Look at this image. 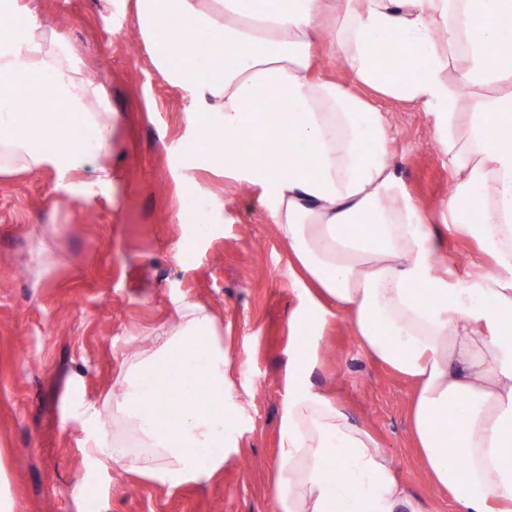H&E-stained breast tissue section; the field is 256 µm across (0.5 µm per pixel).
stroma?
<instances>
[{"instance_id": "35a3bbf8", "label": "stroma", "mask_w": 512, "mask_h": 512, "mask_svg": "<svg viewBox=\"0 0 512 512\" xmlns=\"http://www.w3.org/2000/svg\"><path fill=\"white\" fill-rule=\"evenodd\" d=\"M105 85L119 114L108 158L118 177L87 194L94 167L0 175V466L17 512H278L271 468L290 325L307 297L260 188L225 177L191 150L204 116L189 88L168 84L142 43L133 0H19ZM395 137L391 164L432 217L448 197V158L421 105L382 100ZM208 206L189 221L179 203ZM192 247L180 250L183 237ZM183 300L224 325L232 394L244 410L238 448L211 481L167 489L85 458L88 404L117 380L125 355L170 324ZM310 381L381 441L433 512H454L410 445V381L372 360L343 316L319 331Z\"/></svg>"}]
</instances>
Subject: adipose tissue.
Segmentation results:
<instances>
[{"instance_id":"ef3b65f1","label":"adipose tissue","mask_w":512,"mask_h":512,"mask_svg":"<svg viewBox=\"0 0 512 512\" xmlns=\"http://www.w3.org/2000/svg\"><path fill=\"white\" fill-rule=\"evenodd\" d=\"M135 9L157 72L195 89L214 115L199 132L204 150L225 174L261 188L313 288L308 311L292 320L279 512H430L375 434L310 382L319 346L306 337L334 311L374 361L412 381L414 446L456 512H512V0H135ZM192 32L205 39L189 53ZM382 36L385 57L375 50ZM320 42L351 86L316 76ZM0 86L1 174L93 165L109 183L117 116L105 86L35 15L0 28ZM365 88L432 116L448 157L442 222L490 261L470 280L449 278ZM465 88L474 92L466 110ZM20 96L39 111H14ZM254 102L280 110L264 122L249 111ZM77 127L94 132V147ZM228 366L216 314L182 302L170 326L126 354L93 406L88 457L168 487L211 479L232 445ZM189 391L199 403H185Z\"/></svg>"}]
</instances>
